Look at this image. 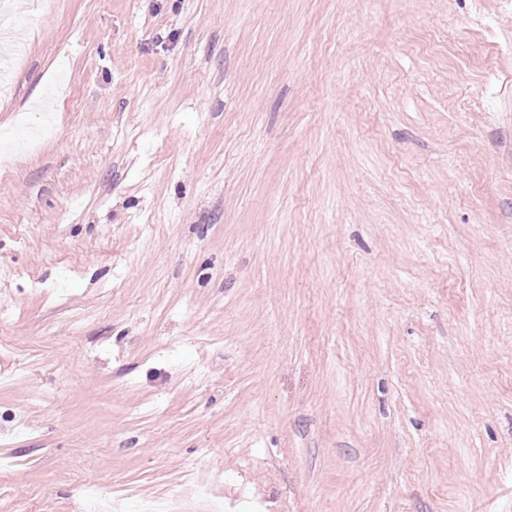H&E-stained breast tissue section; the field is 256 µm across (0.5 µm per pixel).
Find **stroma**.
Instances as JSON below:
<instances>
[{"instance_id":"obj_1","label":"stroma","mask_w":512,"mask_h":512,"mask_svg":"<svg viewBox=\"0 0 512 512\" xmlns=\"http://www.w3.org/2000/svg\"><path fill=\"white\" fill-rule=\"evenodd\" d=\"M0 512H512V0H11Z\"/></svg>"}]
</instances>
